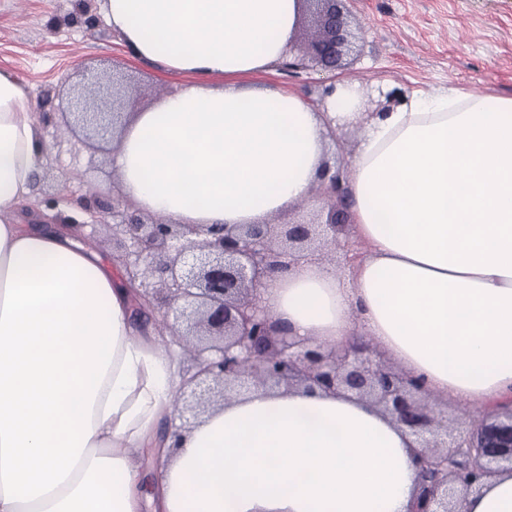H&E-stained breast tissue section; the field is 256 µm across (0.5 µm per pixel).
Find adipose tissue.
Returning <instances> with one entry per match:
<instances>
[{
  "label": "adipose tissue",
  "instance_id": "ef3b65f1",
  "mask_svg": "<svg viewBox=\"0 0 512 512\" xmlns=\"http://www.w3.org/2000/svg\"><path fill=\"white\" fill-rule=\"evenodd\" d=\"M297 0H104L135 55L190 83L133 113L114 188L172 224H259L310 198L328 120L360 128L350 219L365 256L307 260L262 305L300 339L357 336L440 400L512 395V98L416 90L383 116L338 83L318 108L254 83L283 62ZM37 101L0 69V512H407L411 438L343 395L259 388L170 431L179 346L74 233L12 223L43 163ZM158 455L152 494L138 452ZM459 512H512V474Z\"/></svg>",
  "mask_w": 512,
  "mask_h": 512
}]
</instances>
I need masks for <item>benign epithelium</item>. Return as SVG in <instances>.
Instances as JSON below:
<instances>
[{"mask_svg": "<svg viewBox=\"0 0 512 512\" xmlns=\"http://www.w3.org/2000/svg\"><path fill=\"white\" fill-rule=\"evenodd\" d=\"M298 2L317 36L301 56L288 44L285 67H342L354 38L348 0ZM127 94L95 81L69 97L67 110L87 134L105 140L121 123L107 104ZM403 96L398 88L384 93L374 112L390 111ZM349 197L347 175L326 160L318 178L320 210L310 220L169 224L131 212L118 193L98 191L83 208L92 227L112 215L136 318L153 315L155 331L182 337L193 356L197 371L174 398L182 426L256 387L341 394L375 407L414 438L420 492L411 512H456L460 497L480 489L483 479L512 472V406L450 422L442 404L384 361L371 341L357 337L326 349L298 340L280 330L261 304L259 288L279 270L328 249L342 251L347 263L357 258L340 239L350 224Z\"/></svg>", "mask_w": 512, "mask_h": 512, "instance_id": "7a95c632", "label": "benign epithelium"}]
</instances>
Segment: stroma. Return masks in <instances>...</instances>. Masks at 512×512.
<instances>
[{
    "label": "stroma",
    "mask_w": 512,
    "mask_h": 512,
    "mask_svg": "<svg viewBox=\"0 0 512 512\" xmlns=\"http://www.w3.org/2000/svg\"><path fill=\"white\" fill-rule=\"evenodd\" d=\"M351 10L359 50L335 79L512 98V0H354ZM0 66L37 99L44 159L30 204L44 208L46 190L59 185L66 194L57 210L65 215L77 213L87 186L115 177L111 140L88 141L65 128L69 90L92 75L112 80L132 88L124 109L138 112L186 82L134 58L102 0H89L84 15L75 0H0Z\"/></svg>",
    "instance_id": "1"
}]
</instances>
